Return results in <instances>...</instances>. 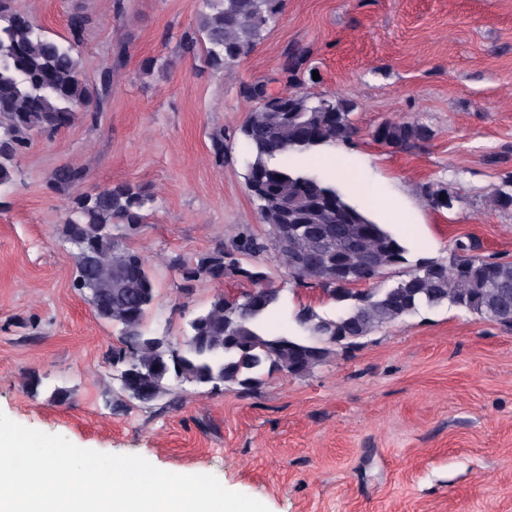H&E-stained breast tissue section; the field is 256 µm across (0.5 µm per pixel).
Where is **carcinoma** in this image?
<instances>
[{
    "label": "carcinoma",
    "mask_w": 512,
    "mask_h": 512,
    "mask_svg": "<svg viewBox=\"0 0 512 512\" xmlns=\"http://www.w3.org/2000/svg\"><path fill=\"white\" fill-rule=\"evenodd\" d=\"M284 0H201L197 28L182 35L184 53L200 49L208 65L222 70L250 53L280 16ZM305 61L302 49L285 55L281 77L290 91L265 102V84L246 83L241 97L254 109L239 128L248 160L245 183L257 202L269 237L247 231L232 238L233 250L254 258L272 252L288 275L314 281L342 305L334 318L310 307L294 314L302 336L272 335L264 319L281 301L280 289L268 283L261 265L243 268L225 261L224 251L177 270L187 281L221 283L232 275L251 288L239 296L216 293L209 306L190 321V334L179 353L171 340L146 333L144 322L155 300L150 265L123 243L122 228L143 224L153 198L129 183L76 193L61 225L66 242L85 238L103 261L112 265V283L83 286L95 315L119 332L122 347L107 362L128 357L119 368L156 401L168 381L197 386L217 384L253 393L275 372L299 376L326 362L334 347H349L373 332L404 320L425 307L447 304L512 328L502 310L512 308V261H491L474 254L475 239L456 244L449 261L421 260L406 277L386 288L354 290L378 280L406 261L407 249L382 225L369 220L318 173L292 163L294 155L311 154L350 142L355 126L353 102L315 96L299 89ZM97 98L84 78L71 40L58 41L28 15L0 0V187L13 178L14 160L39 133L67 126L76 109ZM427 126L414 120H387L375 138L394 148L430 139ZM83 171L62 167L52 188L81 185ZM431 208L451 209L456 195L449 182L421 188ZM495 208H512V176L491 196ZM288 230V252H281L274 232Z\"/></svg>",
    "instance_id": "obj_1"
}]
</instances>
